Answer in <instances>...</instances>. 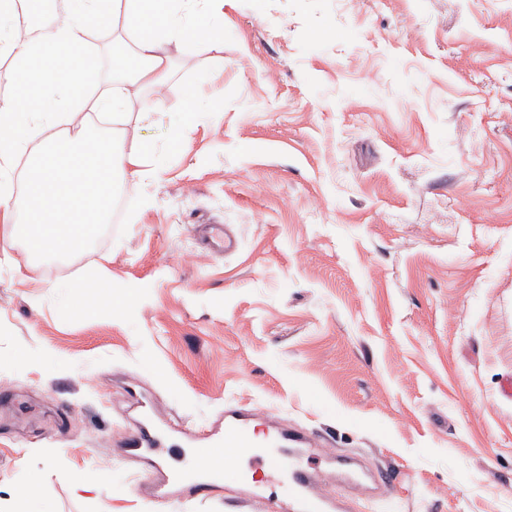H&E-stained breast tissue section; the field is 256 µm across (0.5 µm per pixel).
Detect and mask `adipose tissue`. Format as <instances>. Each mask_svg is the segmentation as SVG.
Here are the masks:
<instances>
[{
    "instance_id": "obj_1",
    "label": "adipose tissue",
    "mask_w": 512,
    "mask_h": 512,
    "mask_svg": "<svg viewBox=\"0 0 512 512\" xmlns=\"http://www.w3.org/2000/svg\"><path fill=\"white\" fill-rule=\"evenodd\" d=\"M61 16L38 38L21 39L19 16L24 0H0V59L11 62L0 78L12 84L0 99V204H16L23 223L14 224L12 239L22 240L28 258L67 257L85 249L95 228L105 223L112 198V173L128 169L133 179L159 177L160 157L139 146L118 152L114 139L103 136L77 115L95 112L125 120L130 88L164 82L171 43L204 47L224 38L220 0H59ZM122 28L131 44L112 45L117 77L111 88L93 95L90 80L92 28ZM28 155L31 164L20 200L11 195L15 160ZM97 290L83 312H127L138 303V291H116L111 279L90 273L82 282L63 287V302L73 306L87 287Z\"/></svg>"
}]
</instances>
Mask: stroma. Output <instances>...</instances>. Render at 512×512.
<instances>
[{"mask_svg":"<svg viewBox=\"0 0 512 512\" xmlns=\"http://www.w3.org/2000/svg\"><path fill=\"white\" fill-rule=\"evenodd\" d=\"M170 62L112 133L164 171L119 185L111 235L0 253V499L33 475L50 512H232L112 454L141 396L327 438L389 477L353 512H512V0H224L223 51ZM196 85L212 109L170 146ZM203 224L237 251L204 253ZM88 268L142 286L131 314L64 307Z\"/></svg>","mask_w":512,"mask_h":512,"instance_id":"1","label":"stroma"}]
</instances>
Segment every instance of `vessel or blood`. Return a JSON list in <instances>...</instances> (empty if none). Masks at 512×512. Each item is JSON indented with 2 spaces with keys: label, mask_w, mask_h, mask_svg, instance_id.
Here are the masks:
<instances>
[{
  "label": "vessel or blood",
  "mask_w": 512,
  "mask_h": 512,
  "mask_svg": "<svg viewBox=\"0 0 512 512\" xmlns=\"http://www.w3.org/2000/svg\"><path fill=\"white\" fill-rule=\"evenodd\" d=\"M261 418V412L253 408H225L222 432L208 431L202 437L201 450L214 458L205 471L191 467L177 472L166 470L160 451L165 433L149 415L138 427L123 430L112 443L126 455L149 461L154 473L160 476L157 488L163 496L173 488L200 495L214 488L240 487L248 491L244 505L263 504L267 512H349L348 499L333 494V487L354 490L366 482L383 485L382 475L364 470L354 459L338 454L325 438L278 426L266 459L285 477L288 503L283 506L268 501L262 487L238 464L240 458L256 457L254 424ZM226 448L231 451V460L227 463L220 457ZM308 454L321 458L324 468L305 466L303 458Z\"/></svg>",
  "instance_id": "b4317fda"
}]
</instances>
